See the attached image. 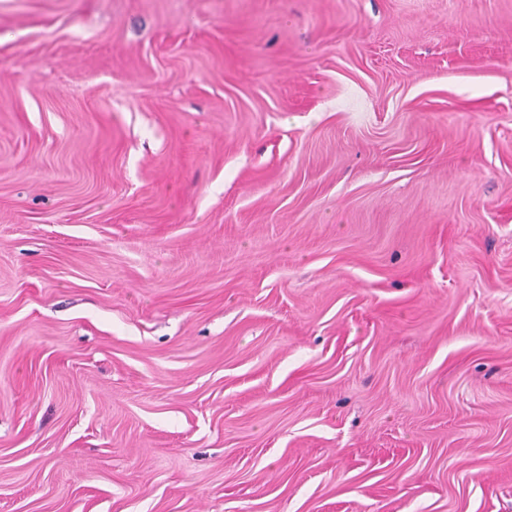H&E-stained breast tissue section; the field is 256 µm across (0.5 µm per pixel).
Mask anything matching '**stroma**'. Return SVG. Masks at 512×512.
<instances>
[{"label":"stroma","mask_w":512,"mask_h":512,"mask_svg":"<svg viewBox=\"0 0 512 512\" xmlns=\"http://www.w3.org/2000/svg\"><path fill=\"white\" fill-rule=\"evenodd\" d=\"M0 512H512V0H0Z\"/></svg>","instance_id":"1"}]
</instances>
